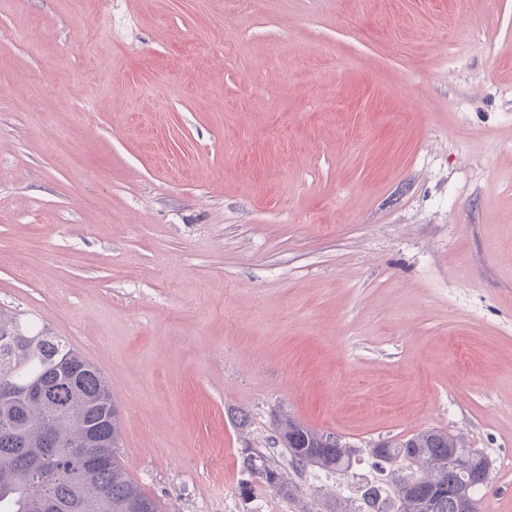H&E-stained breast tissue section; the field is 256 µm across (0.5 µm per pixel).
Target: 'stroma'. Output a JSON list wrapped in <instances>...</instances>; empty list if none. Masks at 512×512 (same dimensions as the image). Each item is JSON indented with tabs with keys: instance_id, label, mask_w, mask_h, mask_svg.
I'll return each instance as SVG.
<instances>
[{
	"instance_id": "35a3bbf8",
	"label": "stroma",
	"mask_w": 512,
	"mask_h": 512,
	"mask_svg": "<svg viewBox=\"0 0 512 512\" xmlns=\"http://www.w3.org/2000/svg\"><path fill=\"white\" fill-rule=\"evenodd\" d=\"M0 76V315L97 365L159 512L388 496L425 428L512 512V0H0ZM275 422L273 443L283 448L296 472L306 468L346 472L350 468L355 450L346 443L342 447L341 439L335 434L314 430L290 418ZM343 448L348 456L344 455ZM242 466L252 475H258L260 483L275 490L284 498L294 495L295 486L284 479L279 465L262 451L254 449L242 461Z\"/></svg>"
}]
</instances>
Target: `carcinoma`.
<instances>
[{"label": "carcinoma", "instance_id": "carcinoma-1", "mask_svg": "<svg viewBox=\"0 0 512 512\" xmlns=\"http://www.w3.org/2000/svg\"><path fill=\"white\" fill-rule=\"evenodd\" d=\"M37 386L53 392L54 403L20 392L0 397V512H158L154 500L133 483L117 459L121 414L99 369L56 336L23 334L18 325L0 320V385ZM96 430L105 443L92 448L111 454L105 465L78 460L63 452L66 445ZM273 443L283 448L299 472L317 468L345 472L351 466L341 439L293 419L276 420ZM379 464L417 465L427 473L422 484L409 475L395 477L396 512H450L436 495L447 492L448 449L457 448L471 466L485 457L464 448L458 436L427 429L386 441ZM407 448L414 456L398 459ZM242 466L260 483L284 498L295 486L279 465L262 451L248 453Z\"/></svg>", "mask_w": 512, "mask_h": 512}]
</instances>
